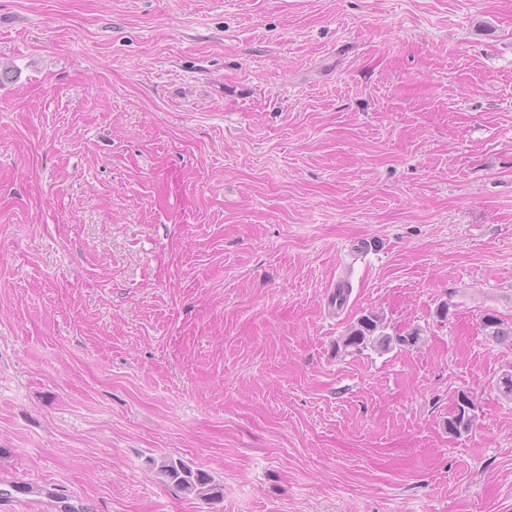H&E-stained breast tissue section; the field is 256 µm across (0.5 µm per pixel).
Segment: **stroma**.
Listing matches in <instances>:
<instances>
[{
  "label": "stroma",
  "mask_w": 512,
  "mask_h": 512,
  "mask_svg": "<svg viewBox=\"0 0 512 512\" xmlns=\"http://www.w3.org/2000/svg\"><path fill=\"white\" fill-rule=\"evenodd\" d=\"M1 69L0 495L512 512V0H0ZM385 329L383 318L380 315L374 312L363 314L356 322L350 324L345 333L340 336L336 349L338 352L343 351L344 353L363 352L368 348L387 352L396 346L400 349L414 347L422 339L419 328L395 336L384 333ZM464 393H461V401L463 406L456 404V407L453 413L448 417L446 421V425L448 428V432L452 435H462L463 433H468L471 431L474 426V422L476 420L475 415V406L471 404L467 407V400ZM157 467L168 483L181 492L197 495L215 493L216 488L210 484L209 476L199 469H194L181 459L176 461L162 458L160 462H157Z\"/></svg>",
  "instance_id": "35a3bbf8"
}]
</instances>
